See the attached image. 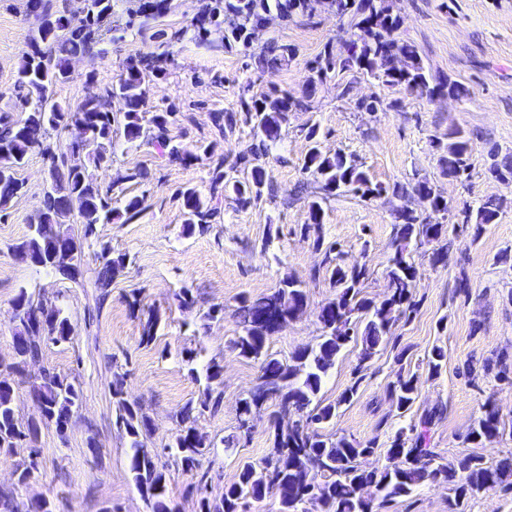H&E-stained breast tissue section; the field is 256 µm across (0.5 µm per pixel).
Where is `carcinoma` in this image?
Masks as SVG:
<instances>
[{"label": "carcinoma", "instance_id": "carcinoma-1", "mask_svg": "<svg viewBox=\"0 0 512 512\" xmlns=\"http://www.w3.org/2000/svg\"><path fill=\"white\" fill-rule=\"evenodd\" d=\"M322 8L347 19L350 29L358 35L352 41H329L323 46L310 63L306 98L315 95L318 85L333 79L340 95H347L350 85L342 83L347 74L384 87L416 92L428 99L448 95L463 100L471 96L465 85L431 74L418 48L399 37L400 19L387 0H214L209 12L193 25V36L205 41L209 27L224 22L227 27L221 46L247 55L252 32L271 11L285 18L310 20ZM111 15L112 0H85L84 15L78 19L61 16L56 28L36 32L21 57L14 83V92L23 100L25 110L17 116L0 113V213L23 192L24 182L18 177V170L29 155H46L51 168L62 178V185L55 184L44 191L39 208L42 223L29 225L28 234L10 245L9 250L18 262L41 268L50 251L48 237L56 236L57 245L69 251L70 262L51 266L49 270L82 288H94L98 309L108 299L114 278L130 264V258L126 253L112 251L109 244L100 243L93 251L94 268L89 272L85 267L84 245L94 242L97 225L110 224L122 217L129 222L143 213L144 197L128 192L126 184H141L147 179V171L135 167L106 188L95 181L92 170L112 162L115 126L122 128L126 142L152 145L171 160L185 164L207 161V194L195 187H184L176 193L184 217L182 233L204 235L219 214L218 205L225 192H232L243 207L262 199L264 188L270 187L271 144L279 139L288 113L310 108V104L285 89L273 88L258 96H248L251 81H246L237 110L212 113L213 125L221 138L249 126L257 140L249 151L230 162L224 154L216 152L211 141L200 140L188 146L172 134L180 115L176 105L146 113L149 82L162 74L161 59L157 57L128 60L116 84L104 96L85 98L75 107L59 102L54 98V89L70 81L71 74L66 71L69 60L93 51L97 35ZM296 54L294 46L275 43L259 56L258 63L274 67L292 61ZM117 96L125 106L120 119L109 109V99ZM70 129L74 131L71 139L54 146L48 143L52 132ZM305 139L309 149L301 170L317 185L318 194L309 202L312 223L303 226L302 234L323 253L322 262L310 273V279L328 280L336 288V298L318 312L320 341L313 347L297 350L290 363L269 354L267 343L306 309V282L287 274L271 293L240 301L237 317L241 334L233 340V350L238 357L259 363L261 375L256 387L240 400L238 429L249 436L250 417L271 404L272 451L258 463L243 462L235 481L214 488L211 468L202 466V458L214 443L191 426L193 412L215 414L221 408L222 393L213 383L221 379L224 366L211 359L206 367L203 396L181 408L180 428L172 442L164 446L168 454L180 461L184 471L195 476L193 490L199 496L198 512H242L249 500H262L269 494L278 499V512H374L378 505L412 495L424 483L447 485L450 512H465L468 500L480 493L512 491V453L496 464L475 453H462L449 464L440 461L439 454L430 447V430L446 411L442 404L425 411L419 422L410 426L415 437L408 438L402 428L395 432L388 448L389 463L385 465L369 462L375 443H361L344 435L331 438L319 432L321 425L332 421L338 406L350 401L359 387V382H354L334 403L319 398L336 356L350 342L359 340L360 361L372 358L377 348L390 343L395 321L416 311L413 290L417 268L409 244L438 243L432 253L436 264L448 254V225L436 217L455 213L460 217L459 224L473 225L479 231L496 221L501 201L489 198L456 213L427 179L416 181L409 189L399 185L388 188L372 183L355 156L343 151L322 152L320 127L316 123L308 126ZM436 148L441 175L461 181L468 178L470 138L463 131L453 129L436 139ZM487 174L511 182L512 156L500 159L498 152L491 151ZM347 192L362 198L389 192L399 198L417 194L423 199L420 210L407 204L395 209L393 252L385 274L386 291L379 302L363 294L369 279L367 263L342 265L337 262L335 245L325 243L322 203ZM75 199L79 208L73 221L67 223L64 215ZM12 305L20 310V319L13 329L15 357L0 368L1 455L20 446L37 447L42 429L51 425L58 434H65L81 402V392L74 382L47 370L29 387V393L43 401L41 424H35L31 417L25 422L19 420L12 377L39 360L45 344L70 340L74 327L61 306L36 298L26 287L19 289ZM160 323L158 312H148L140 342L150 344ZM426 358L429 374L437 376L447 361V349L435 344ZM417 395L416 375L400 367L387 389L392 407L403 414L410 410ZM112 400L116 424L129 442V468L138 492L150 512H176L167 495L165 465L161 464L159 454L146 448L151 419L139 403L125 398L121 377L112 383ZM507 433L512 435V423L505 422L495 406L485 404L465 441L494 442ZM37 466L35 458L16 465V487L0 489V512H54L48 500L41 504L18 497V491Z\"/></svg>", "mask_w": 512, "mask_h": 512}]
</instances>
